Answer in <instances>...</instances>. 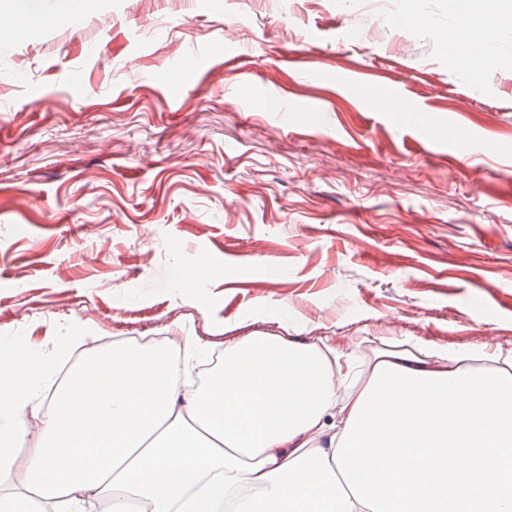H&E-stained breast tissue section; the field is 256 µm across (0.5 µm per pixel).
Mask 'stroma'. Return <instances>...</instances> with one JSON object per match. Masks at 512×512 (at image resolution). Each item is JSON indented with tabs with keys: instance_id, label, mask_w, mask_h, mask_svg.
Returning a JSON list of instances; mask_svg holds the SVG:
<instances>
[{
	"instance_id": "35a3bbf8",
	"label": "stroma",
	"mask_w": 512,
	"mask_h": 512,
	"mask_svg": "<svg viewBox=\"0 0 512 512\" xmlns=\"http://www.w3.org/2000/svg\"><path fill=\"white\" fill-rule=\"evenodd\" d=\"M65 4L0 0V390L55 336L46 403L138 336L512 351V39L476 84L440 42L448 0H83L80 29L38 23ZM196 57L223 76L185 82ZM276 93L324 121L280 123ZM369 91L376 101L386 100L389 101L396 112L400 113L401 123L408 128L421 129L426 128L429 124V118L426 112L419 108L398 99L391 94L389 88L385 85H372L369 86Z\"/></svg>"
}]
</instances>
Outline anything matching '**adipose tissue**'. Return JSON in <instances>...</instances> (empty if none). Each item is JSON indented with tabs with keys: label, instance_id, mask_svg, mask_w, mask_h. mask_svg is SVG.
Here are the masks:
<instances>
[{
	"label": "adipose tissue",
	"instance_id": "obj_1",
	"mask_svg": "<svg viewBox=\"0 0 512 512\" xmlns=\"http://www.w3.org/2000/svg\"><path fill=\"white\" fill-rule=\"evenodd\" d=\"M202 352L144 348L86 356L42 409L39 393L54 358L19 373L0 394V486L11 478L10 450L40 415L25 483L0 495V512H369L347 487L333 453L369 383L373 364L356 365L321 348L262 330L225 341L210 385L188 389ZM416 371L467 369L466 356L414 343L379 351Z\"/></svg>",
	"mask_w": 512,
	"mask_h": 512
}]
</instances>
